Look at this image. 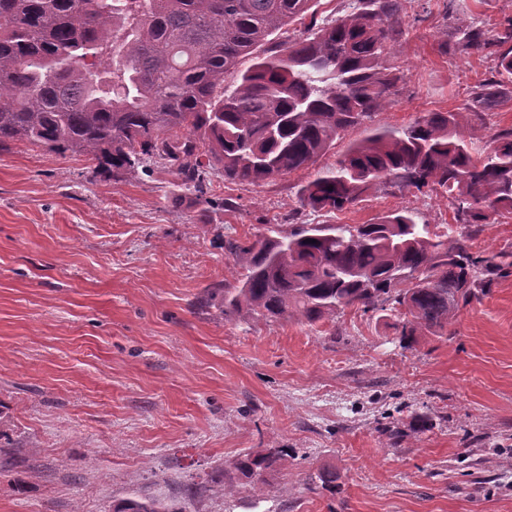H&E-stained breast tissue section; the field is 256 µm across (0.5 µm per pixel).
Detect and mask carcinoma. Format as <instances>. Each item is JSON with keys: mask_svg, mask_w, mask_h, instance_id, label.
I'll return each mask as SVG.
<instances>
[{"mask_svg": "<svg viewBox=\"0 0 512 512\" xmlns=\"http://www.w3.org/2000/svg\"><path fill=\"white\" fill-rule=\"evenodd\" d=\"M319 0H0V146L25 142L83 155L119 175L146 158L204 193L207 175L260 185L309 169L346 133L366 127L335 163L301 189L314 210L341 211L383 185L448 196L454 224H420L395 210L369 224H275L248 244L235 288L209 300L243 319L314 325L356 307L393 320L400 342L442 337L459 304L486 278L512 271V250L471 252L466 229L512 214V129L472 155L467 118L512 80V46L463 112H429L404 128L366 126L401 79L392 64L400 0H355L317 23ZM303 31L272 36L306 16ZM480 51L512 43L474 23L452 33ZM249 66H244V63ZM288 449L264 448L232 462L236 478L262 490ZM113 512H186L177 503L128 498Z\"/></svg>", "mask_w": 512, "mask_h": 512, "instance_id": "cac0c4a2", "label": "carcinoma"}]
</instances>
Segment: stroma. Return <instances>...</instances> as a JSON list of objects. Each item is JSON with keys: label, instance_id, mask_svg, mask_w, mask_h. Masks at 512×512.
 <instances>
[{"label": "stroma", "instance_id": "1", "mask_svg": "<svg viewBox=\"0 0 512 512\" xmlns=\"http://www.w3.org/2000/svg\"><path fill=\"white\" fill-rule=\"evenodd\" d=\"M402 5L403 78L376 126L461 111L499 49L451 47V31L512 18V0ZM470 124L483 154L512 128V82ZM309 178L214 171L201 196L153 159L116 177L82 155L0 147V433L32 461L0 468V512H112L130 497L187 512H512V273L409 349L353 308L311 326L207 304L246 272L227 242L268 225L402 208L455 221L447 197L389 186L316 211L300 199ZM259 448L289 451L264 498L241 480L225 494L224 468Z\"/></svg>", "mask_w": 512, "mask_h": 512}]
</instances>
